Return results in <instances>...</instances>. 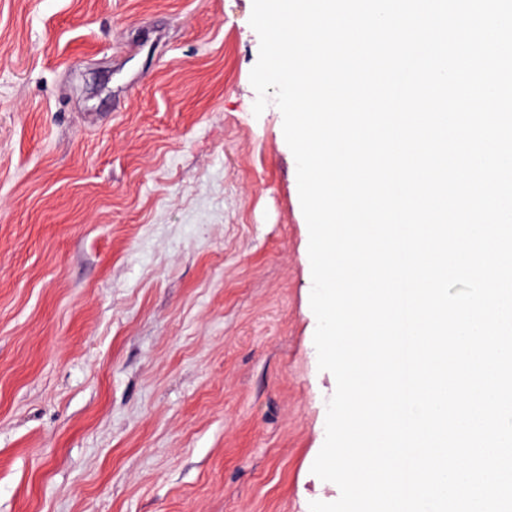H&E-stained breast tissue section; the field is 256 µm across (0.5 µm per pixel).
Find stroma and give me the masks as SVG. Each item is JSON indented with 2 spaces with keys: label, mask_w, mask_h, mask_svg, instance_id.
<instances>
[{
  "label": "stroma",
  "mask_w": 512,
  "mask_h": 512,
  "mask_svg": "<svg viewBox=\"0 0 512 512\" xmlns=\"http://www.w3.org/2000/svg\"><path fill=\"white\" fill-rule=\"evenodd\" d=\"M252 0H0V512H309L296 162Z\"/></svg>",
  "instance_id": "1"
}]
</instances>
